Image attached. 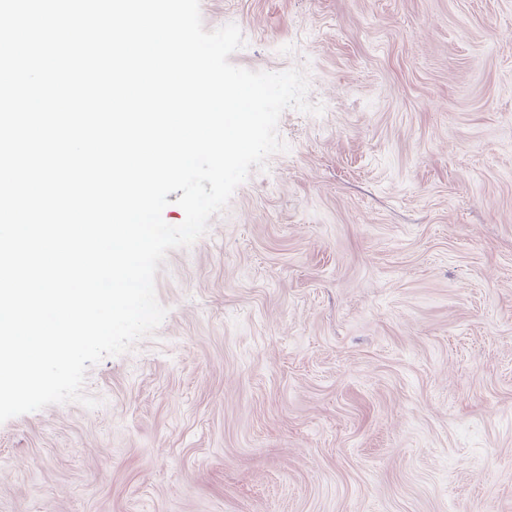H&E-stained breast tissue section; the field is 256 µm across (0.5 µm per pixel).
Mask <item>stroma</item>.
<instances>
[{
    "instance_id": "stroma-1",
    "label": "stroma",
    "mask_w": 512,
    "mask_h": 512,
    "mask_svg": "<svg viewBox=\"0 0 512 512\" xmlns=\"http://www.w3.org/2000/svg\"><path fill=\"white\" fill-rule=\"evenodd\" d=\"M321 115L156 275L0 512H512V0H200Z\"/></svg>"
}]
</instances>
